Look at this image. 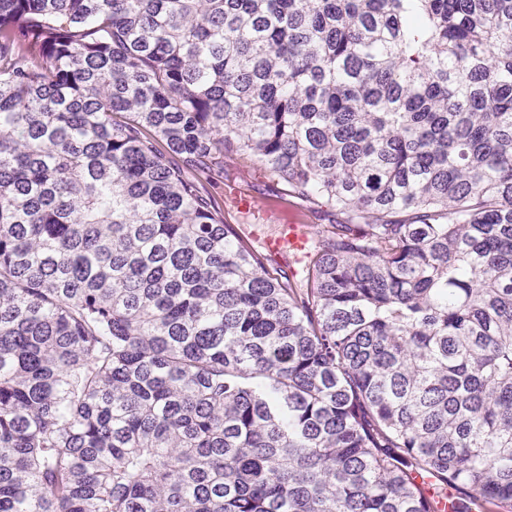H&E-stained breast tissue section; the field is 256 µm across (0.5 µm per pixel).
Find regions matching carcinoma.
<instances>
[{
  "mask_svg": "<svg viewBox=\"0 0 512 512\" xmlns=\"http://www.w3.org/2000/svg\"><path fill=\"white\" fill-rule=\"evenodd\" d=\"M0 512H512V0H0ZM233 179L240 182L254 198L235 182L226 184L225 198L239 213L252 216L257 222L267 218L269 213L260 209L256 202L264 206L277 204L284 200H288L289 204L296 202V200L283 196L281 192H284V186L278 183L248 152L239 151L224 154V170L215 168L206 179L201 181L203 194L221 209L224 214V223L235 224L243 236L256 239L254 240L256 244L261 245L263 242V247L270 255L275 258L280 257L278 266L282 273L291 277L299 270L300 264L295 263L291 254H283L292 252L297 259H300L303 255L307 248L308 236L302 224H297L298 220L293 214L288 219L286 217L288 211H283L285 219L282 222L284 228L278 237L275 236L280 232L279 224H244L226 206L224 201V184ZM253 233L254 236H252ZM267 237L275 238L265 239Z\"/></svg>",
  "mask_w": 512,
  "mask_h": 512,
  "instance_id": "cac0c4a2",
  "label": "carcinoma"
}]
</instances>
